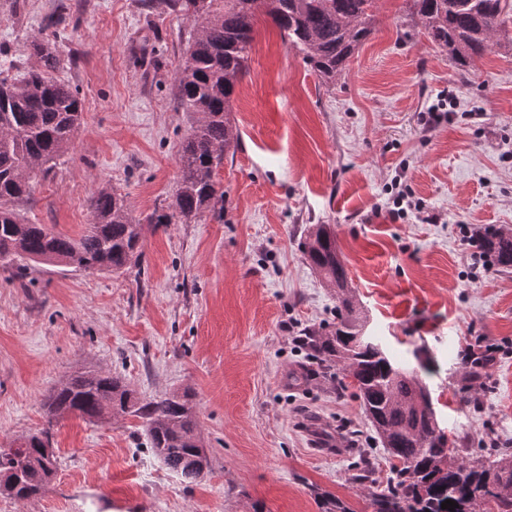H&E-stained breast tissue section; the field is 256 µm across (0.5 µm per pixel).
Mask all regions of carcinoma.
Segmentation results:
<instances>
[{
    "label": "carcinoma",
    "instance_id": "1",
    "mask_svg": "<svg viewBox=\"0 0 512 512\" xmlns=\"http://www.w3.org/2000/svg\"><path fill=\"white\" fill-rule=\"evenodd\" d=\"M377 0H166L173 13L204 23L192 36L178 72L180 105L192 114L190 133L179 157V180L167 208L149 217L152 224H183L209 211L224 216L219 171L231 146L229 104L247 71L258 15L269 17L289 47L328 84L345 73L350 58L372 33ZM407 11L429 41L448 51L449 61L469 71L495 35L512 18V0H406ZM39 64L12 72L0 64V261L36 262L75 269L120 272L142 256L143 225L122 195L103 187L90 199L93 223L73 238L45 224H30L19 206L28 199L30 179L49 173L72 147L81 124L78 91L56 76L59 58L48 39H35ZM481 249L502 271L512 269V226L483 231ZM302 251L329 288L338 289L336 324L305 331L303 345L351 379L371 426L391 464L387 485L371 494L372 512H512V453L465 459L456 439L440 428L430 392L418 374L392 359L373 336L364 333L358 302L339 258L336 236L326 224L307 231ZM120 415L143 420L152 453L166 468L192 483L190 468L200 438L192 395L172 393L142 399L119 378L96 369L77 372L49 390V417L74 415L92 420L104 404ZM49 431L30 434L0 448V495L25 500L45 491L57 469L56 456L41 452ZM24 459L26 469L12 484L9 472ZM321 512H354L344 501L320 493Z\"/></svg>",
    "mask_w": 512,
    "mask_h": 512
}]
</instances>
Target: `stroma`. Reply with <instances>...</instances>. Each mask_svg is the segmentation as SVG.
Returning <instances> with one entry per match:
<instances>
[{
	"mask_svg": "<svg viewBox=\"0 0 512 512\" xmlns=\"http://www.w3.org/2000/svg\"><path fill=\"white\" fill-rule=\"evenodd\" d=\"M192 29L164 0H0V53L32 66L34 38L55 39L57 75L83 106L24 216L80 235L109 186L144 223L142 261L121 274L0 264V445L47 428L58 457L41 497L0 496V512H319L321 491L371 512L389 475L382 445L342 370L298 341L336 321V291L301 251L314 224L334 229L370 335L423 371L459 456L512 449V272L483 269L464 238L512 225V21L461 73L405 0H378L372 34L327 85L259 17L230 104L223 220L150 224L179 177L190 120L176 77ZM488 344L496 360L477 386L463 359ZM85 367L142 397L190 390L205 474L188 485L168 471L137 417L49 422L44 393ZM312 420L349 442L345 457L311 448Z\"/></svg>",
	"mask_w": 512,
	"mask_h": 512,
	"instance_id": "35a3bbf8",
	"label": "stroma"
}]
</instances>
